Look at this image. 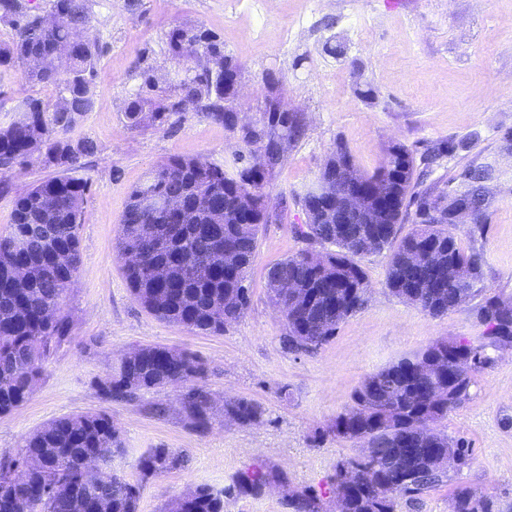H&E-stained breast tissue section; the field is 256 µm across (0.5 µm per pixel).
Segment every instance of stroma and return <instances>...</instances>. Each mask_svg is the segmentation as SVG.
Segmentation results:
<instances>
[{"label": "stroma", "instance_id": "obj_1", "mask_svg": "<svg viewBox=\"0 0 512 512\" xmlns=\"http://www.w3.org/2000/svg\"><path fill=\"white\" fill-rule=\"evenodd\" d=\"M93 33L102 53L92 83L94 110L74 130L97 152L76 173L88 191L80 226L81 263L65 291L62 314L71 332L46 363L30 400L0 417V457L15 454L29 433L68 414L105 411L117 423L126 448L114 466L142 482L138 512H165L170 501L195 485L221 489L252 465L274 478L257 496L228 497L224 512H289L290 494L306 487L321 494L323 512H334L329 479L352 442L325 429L353 403L370 374L432 342L484 332L476 303L434 317L393 296L385 285L388 253L362 261L371 288L365 307L341 323L335 337L311 355L283 347L284 315L270 301L267 268L304 249L292 232L304 223L301 198L318 179L337 145L362 171L384 163L389 149L406 146L423 185L446 189L465 165L488 163L491 205L486 231L472 238L468 225L448 231L464 250L484 259L486 292L512 298V0H90ZM206 29L224 43L238 67L234 102L259 116L277 96L302 115L303 133L266 185L278 221L262 225L248 280L250 302L223 335H205L148 314L131 295L115 242L131 189L173 157H203L225 165L241 142L224 126L187 114L180 128H130L125 110L152 71L155 98L175 97L185 68L168 52L173 27ZM311 35L287 39V31ZM53 103L59 90L30 86L20 73L0 75V127L16 118L27 96ZM449 143L453 152L425 166L429 148ZM54 169L36 162L16 168L12 190L0 194V234L11 222L13 201ZM165 347L195 353L204 363V386L215 402L207 431L192 430L180 412L183 386L166 387L113 402L94 387L133 348ZM237 399L258 404L259 423L242 426L226 416ZM164 405L165 415L154 414ZM467 440V467L448 483L414 501L398 499L395 512H452L459 485L492 498L494 512H512V351L476 373L471 396L437 425ZM168 448L184 467L142 479L139 458Z\"/></svg>", "mask_w": 512, "mask_h": 512}]
</instances>
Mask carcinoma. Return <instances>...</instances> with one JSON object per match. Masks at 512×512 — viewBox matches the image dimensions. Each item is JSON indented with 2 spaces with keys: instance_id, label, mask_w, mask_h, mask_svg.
I'll list each match as a JSON object with an SVG mask.
<instances>
[{
  "instance_id": "obj_1",
  "label": "carcinoma",
  "mask_w": 512,
  "mask_h": 512,
  "mask_svg": "<svg viewBox=\"0 0 512 512\" xmlns=\"http://www.w3.org/2000/svg\"><path fill=\"white\" fill-rule=\"evenodd\" d=\"M23 0H0V22L11 25L10 41L0 43V71H21L32 86L53 85L60 95L52 104L30 96L17 108L18 117L0 129V189H9V178L18 165L37 160L46 167L71 172L85 165L96 145L87 138L71 136L77 127L74 116H86L94 109L91 84L101 49L91 35L89 0H51L54 21L23 12ZM202 35L198 29L177 27L169 34V52L184 63V43ZM191 73L180 84L178 99L160 102L149 95L158 84L146 73L144 90L126 107L127 125L179 126L189 112L224 125L231 131L224 102L221 78L203 70V65L186 64ZM286 143L296 139L301 120L295 112L279 113ZM265 128L243 136L246 150L234 154L228 167H220L202 157L173 158L157 166L149 178L134 187L121 220L116 249L124 258L127 241L139 240L140 262L122 263L125 280L140 305L166 323L209 335L224 334L244 313L249 300L245 282L253 264L258 231L265 203H260L253 225L240 224L235 215V194L254 187L267 198L265 186L257 184L246 167V155L260 144ZM331 161L344 168L346 178L336 185L337 196L350 189V182L385 181L394 193V203L382 218L387 224L376 252L389 251L385 284L396 297L412 293L407 302L432 316H443L475 298L485 288L483 258L473 249L465 252L444 228L446 220L435 219L428 210L443 215L464 205L475 224L471 236L484 233L483 219L489 201L485 183L492 178L489 165L469 164L449 183L448 192L432 195L414 190V158L408 148L389 149L386 165L369 174L360 170L341 145ZM88 190L81 179L61 176L42 181L18 194L13 202L11 224L0 235V415L22 406L40 379L43 364L54 346L69 337V319L60 312L66 288L76 277L80 263L79 227ZM173 200L183 206L182 218L174 220L144 205L148 196ZM302 206L314 213L307 224L293 226V233L310 244L336 247L326 252L329 263L348 276L339 296V307L329 311L323 296H315L306 308L286 316L288 336L285 346L294 354L313 353L329 343L340 323L366 303L369 282L361 261L371 252L364 248L367 229L338 208H318L311 192L302 197ZM413 218L416 228L399 236V225ZM350 223L353 236L337 238L338 223ZM429 244L433 251L425 266L410 262V254ZM68 253V264L57 256ZM311 251L304 250L273 264L267 272L266 288L271 302L280 304L287 289L278 283L298 281L302 293L313 292L317 280L307 265ZM233 260L232 271L224 272V257ZM457 267L448 277V263ZM162 264L167 279L157 284L150 269ZM484 333L478 340L466 337L438 340L425 349L370 374L355 392L354 405L339 413L327 433L340 439L357 436L372 448L365 467L368 487L346 498L345 512H394L395 501H410L451 479L450 472L436 464L438 455L470 453L463 438L444 433H428L423 423L433 425L448 417L470 397L473 375L494 361V353L512 350V302L491 296L477 308ZM146 356L135 361H119L111 373L96 382L105 400L129 401L142 391L156 390L174 383L199 380L205 375L202 361L183 352L179 367L164 369L153 361L162 347L145 348ZM460 358L471 360L465 373L444 379L432 371L416 374L411 368L441 361L448 370ZM181 411L186 423L196 431L208 429L212 400L208 391L192 386L181 395ZM226 415L241 425H251L263 416L261 407L239 399L225 404ZM125 454L123 441L112 416L87 412L58 417L27 435L20 451L0 457V495L8 494L20 503L23 512H76L73 499L93 495L102 499L106 512H137L142 486L129 482L114 470L115 458ZM31 457L38 466L28 481L11 478L14 464ZM92 457L96 468L85 465ZM184 457L168 448H152L139 459L145 477L183 466ZM360 456H350L336 465L329 493H344L358 472ZM270 483L258 466L239 471L232 483L216 489L201 483L170 503L168 512H224L226 495H259ZM293 512H320V497L311 489L295 493L288 502ZM453 512H492V501L475 490L459 485L453 492Z\"/></svg>"
}]
</instances>
